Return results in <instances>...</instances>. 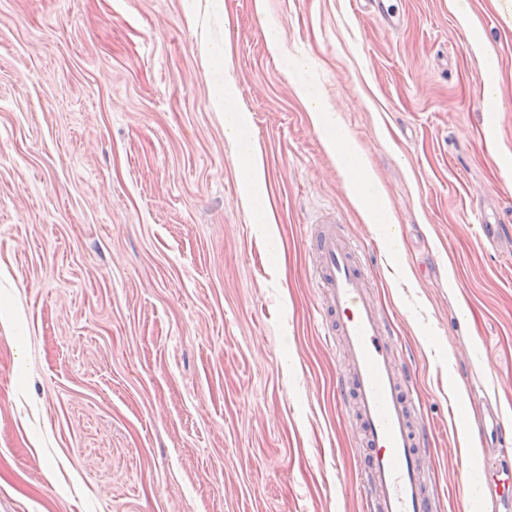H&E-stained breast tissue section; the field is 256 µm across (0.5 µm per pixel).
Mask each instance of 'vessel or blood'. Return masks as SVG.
<instances>
[{
  "label": "vessel or blood",
  "mask_w": 512,
  "mask_h": 512,
  "mask_svg": "<svg viewBox=\"0 0 512 512\" xmlns=\"http://www.w3.org/2000/svg\"><path fill=\"white\" fill-rule=\"evenodd\" d=\"M358 10L390 32L403 24L398 0H364ZM307 245L317 258L314 277L324 333L339 337L341 371L349 377L338 384V398L353 408L367 449L361 477L367 512H437L439 492L424 478V431L415 420L392 331L371 298L368 265L328 219L316 221ZM480 438L490 450L482 467V493L512 512V426L486 410Z\"/></svg>",
  "instance_id": "obj_1"
}]
</instances>
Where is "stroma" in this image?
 <instances>
[{"label":"stroma","mask_w":512,"mask_h":512,"mask_svg":"<svg viewBox=\"0 0 512 512\" xmlns=\"http://www.w3.org/2000/svg\"><path fill=\"white\" fill-rule=\"evenodd\" d=\"M0 0V512H364V454L317 320L311 220L367 258L431 426L443 512L512 422V0ZM228 44L281 238L253 232L208 99ZM495 50L483 74L471 34ZM365 149L400 280L298 97ZM361 0L356 1L360 13L377 18L388 32L398 31L403 24V14L397 0Z\"/></svg>","instance_id":"stroma-1"}]
</instances>
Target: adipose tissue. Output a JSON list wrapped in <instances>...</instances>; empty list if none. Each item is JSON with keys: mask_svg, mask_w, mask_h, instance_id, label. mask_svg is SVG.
<instances>
[{"mask_svg": "<svg viewBox=\"0 0 512 512\" xmlns=\"http://www.w3.org/2000/svg\"><path fill=\"white\" fill-rule=\"evenodd\" d=\"M211 59L213 89L209 106L213 111L224 115V134L238 143V160L242 165L244 178L242 195L246 203H254L257 194L266 190V171L262 156L257 147H244L249 115L239 104L235 83L229 76L228 47L221 42H212L207 46ZM299 96L305 105L312 125L323 133L326 145L344 173L346 186L359 204L366 223L372 224L381 240L391 241V254L400 257L402 245L397 242L396 222L392 209L385 197L368 193L367 188L373 181L366 151L357 144L340 124L335 113L326 111L320 102L317 91L303 88Z\"/></svg>", "mask_w": 512, "mask_h": 512, "instance_id": "adipose-tissue-1", "label": "adipose tissue"}]
</instances>
